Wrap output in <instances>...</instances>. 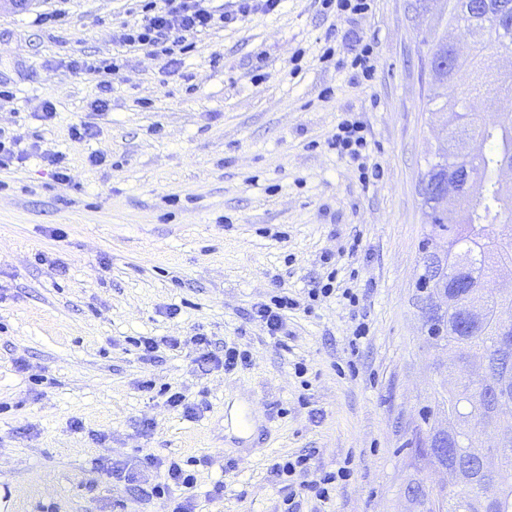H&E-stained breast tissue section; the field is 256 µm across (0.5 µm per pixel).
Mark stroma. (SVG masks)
Listing matches in <instances>:
<instances>
[{
    "mask_svg": "<svg viewBox=\"0 0 512 512\" xmlns=\"http://www.w3.org/2000/svg\"><path fill=\"white\" fill-rule=\"evenodd\" d=\"M442 5L376 0L338 17L284 0L202 33L174 66L115 42L136 0L0 6V84L15 92L0 129L28 151L0 169V512H172L149 492L148 454L190 463L196 512H279L289 488L272 466L305 453L351 476L297 512H409L410 481L447 482L413 441L448 374L417 285L430 229L418 184L440 122L424 108L423 39ZM358 38L376 65L363 84L320 59L328 42L350 59ZM86 58L118 67L89 74ZM348 113L380 169L367 182L327 145ZM80 121L96 134L78 144ZM45 151L63 154L66 181ZM333 268L358 310L309 299ZM284 292L299 307L274 335L252 309ZM359 317L370 331L354 346ZM199 335L249 365L199 372ZM138 337L185 346L154 362Z\"/></svg>",
    "mask_w": 512,
    "mask_h": 512,
    "instance_id": "1",
    "label": "stroma"
}]
</instances>
